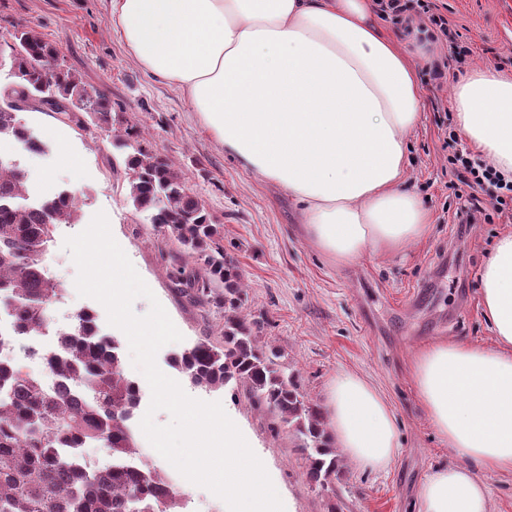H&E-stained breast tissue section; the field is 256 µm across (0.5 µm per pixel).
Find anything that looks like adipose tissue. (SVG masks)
<instances>
[{
  "label": "adipose tissue",
  "instance_id": "obj_1",
  "mask_svg": "<svg viewBox=\"0 0 512 512\" xmlns=\"http://www.w3.org/2000/svg\"><path fill=\"white\" fill-rule=\"evenodd\" d=\"M108 13L142 69L299 206L314 250L346 265L427 237L430 215L405 187L422 105L417 66L382 34L371 0H108ZM451 108L484 159L512 175V78L470 69L453 84ZM479 281L494 346L442 337L410 364L431 427L464 460L427 477L422 512H489L470 463L512 468V231ZM326 410L334 446L357 469L388 467L399 435L374 385L336 375Z\"/></svg>",
  "mask_w": 512,
  "mask_h": 512
}]
</instances>
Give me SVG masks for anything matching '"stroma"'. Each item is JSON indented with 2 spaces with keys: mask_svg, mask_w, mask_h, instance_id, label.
Segmentation results:
<instances>
[{
  "mask_svg": "<svg viewBox=\"0 0 512 512\" xmlns=\"http://www.w3.org/2000/svg\"><path fill=\"white\" fill-rule=\"evenodd\" d=\"M436 4L471 47V65L493 66L512 76V0ZM21 25L35 27L57 47L60 63L79 72L89 88L104 92L111 104L106 124L84 112L31 109L22 114L46 145L45 151L16 155L35 195L65 189L78 197L81 207L78 223L55 227L44 259L47 276L64 287L65 301L53 305L54 317L86 308L97 312L103 332L123 347V370L137 381L139 409L147 411L151 390L132 364L126 335L107 325L103 305L78 296L77 269L64 247L66 237L84 231L102 211L114 239L183 336L182 342L159 350V369L184 382V375L169 363L172 353L202 339L216 346L224 343L223 309L195 301L189 288L176 280L177 269H195V262L185 259L127 201V151L116 147L114 135L134 129L139 142L158 149L206 201L224 235L225 252L243 272L246 312L260 317V336L281 351L303 392L321 405L336 375L362 376L385 396L400 446L385 471L363 472L344 465L326 492L306 480L304 455L293 430L256 410L243 389H196L193 397L221 402L251 434L257 453L288 495L292 512H420L424 480L459 458L428 423L410 358L441 337L492 344L481 306L479 272L496 239L512 231V222L498 218L462 224L455 216L458 201L450 184L456 174L448 163L439 122L451 109L456 70H449L437 84L426 73L425 62L417 64L423 109L407 140V184L431 214L429 235L397 254L369 252L355 263L339 266L300 236L298 206L225 155L187 102L136 63L125 43L110 32L107 0H0V43ZM58 130L80 157V169L61 163L54 136ZM139 445L190 497L189 512H224L221 499L189 483L147 439H140Z\"/></svg>",
  "mask_w": 512,
  "mask_h": 512,
  "instance_id": "stroma-1",
  "label": "stroma"
}]
</instances>
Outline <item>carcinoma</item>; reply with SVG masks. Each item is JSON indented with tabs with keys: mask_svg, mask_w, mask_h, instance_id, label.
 <instances>
[{
	"mask_svg": "<svg viewBox=\"0 0 512 512\" xmlns=\"http://www.w3.org/2000/svg\"><path fill=\"white\" fill-rule=\"evenodd\" d=\"M11 39L14 80L0 87V139L23 151H45L20 116L34 103L44 112H88L110 121L109 99L58 63L57 48L35 28L18 27ZM131 137L128 131L115 135L129 149L128 199L135 212L187 257L202 261L190 281L196 299L207 301L213 288H224V347L198 341L173 353L170 364L209 392L244 386L259 409L293 428L308 461L307 478L329 490L340 459L323 413L243 313L244 276L224 252L206 202L158 150ZM79 212L67 191L52 199L31 197L17 160L0 155V312L12 335L55 323L52 306L63 287L47 276L43 259L52 228L76 223ZM58 335V349L28 353L41 361L38 376L12 358L0 360V512H185L187 498L140 456L132 429L140 388L123 371L120 343L101 333L88 311ZM88 447L107 449V462L89 461Z\"/></svg>",
	"mask_w": 512,
	"mask_h": 512,
	"instance_id": "cac0c4a2",
	"label": "carcinoma"
}]
</instances>
